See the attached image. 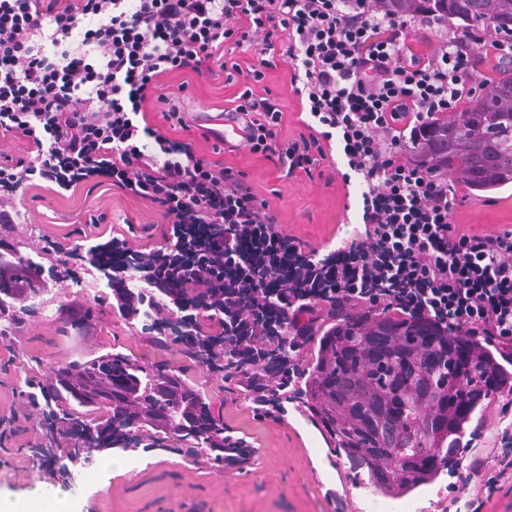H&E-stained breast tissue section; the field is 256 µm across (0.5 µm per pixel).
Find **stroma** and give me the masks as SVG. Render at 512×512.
<instances>
[{
	"mask_svg": "<svg viewBox=\"0 0 512 512\" xmlns=\"http://www.w3.org/2000/svg\"><path fill=\"white\" fill-rule=\"evenodd\" d=\"M164 92L187 112L230 108L232 88L223 73L207 78L174 74ZM267 85L284 109L282 142L298 138V99L286 70L270 73ZM157 104L149 120L161 132L193 139L199 157L222 159L242 170L255 191L276 210L280 228L314 247L351 236L355 218L344 209L343 189L323 176L280 177L271 161L246 147L220 152L213 138L194 124L170 128ZM464 230L492 235L512 227V188L492 199L464 195L454 214ZM166 227L156 209L107 184L80 186L59 194L37 180L24 189V205L6 237L16 253L37 257L41 241L89 248L118 238L138 250L164 242ZM28 302L23 321L0 339V504L24 508L42 500L66 501L72 512H449L458 493L456 474L401 498H390L350 480L346 460L337 459L321 432L297 404L283 412L259 415L242 391L212 376L205 367L164 349L147 337L141 323L114 308L111 292L98 275L86 273L81 285L59 292L53 282ZM122 353L148 364L179 371L219 409L226 430L254 448L243 469L216 470L181 453L141 448L94 454L63 478L55 463L39 452L41 430L28 418L19 393L48 368L75 359ZM502 395L487 399L479 417L480 435L464 449L463 460L492 459L501 432Z\"/></svg>",
	"mask_w": 512,
	"mask_h": 512,
	"instance_id": "obj_1",
	"label": "stroma"
}]
</instances>
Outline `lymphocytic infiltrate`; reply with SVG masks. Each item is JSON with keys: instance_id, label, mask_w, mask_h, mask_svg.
I'll return each mask as SVG.
<instances>
[{"instance_id": "obj_1", "label": "lymphocytic infiltrate", "mask_w": 512, "mask_h": 512, "mask_svg": "<svg viewBox=\"0 0 512 512\" xmlns=\"http://www.w3.org/2000/svg\"><path fill=\"white\" fill-rule=\"evenodd\" d=\"M483 24L459 29L437 16L385 11L379 0H0V130L25 138L30 154L0 158V228L12 224L26 184L57 190L109 183L157 208L167 226L160 248L143 252L112 240L67 250L48 271L59 286L93 267L124 309L152 314L151 329L183 336L157 294L190 301L191 316L224 293L220 324L237 384L260 367L297 377L302 339L257 357L252 337L278 339L293 324L333 312L381 308L448 331L459 361L476 337L512 359V228L494 235L461 230L453 178L428 173L409 151L419 131L485 87V51L512 62V37ZM433 49L417 54L412 42ZM251 49L241 63L235 53ZM287 69L303 115L302 134L280 141L284 111L267 76ZM222 70L234 90L231 118L246 121L250 152L286 176L311 174L339 139L348 172L328 181L364 188L362 230L313 247L278 230V215L245 173L200 158L193 143L148 121L165 104L161 80ZM464 512H482L484 494L512 478V423L492 460L459 475Z\"/></svg>"}]
</instances>
